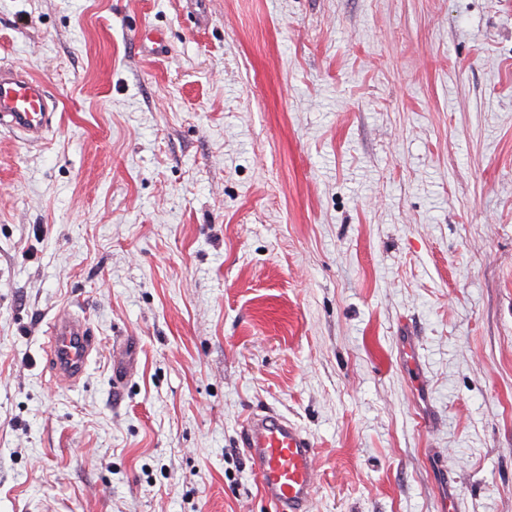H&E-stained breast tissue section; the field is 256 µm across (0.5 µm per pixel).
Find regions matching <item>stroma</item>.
I'll return each instance as SVG.
<instances>
[{"label": "stroma", "instance_id": "35a3bbf8", "mask_svg": "<svg viewBox=\"0 0 512 512\" xmlns=\"http://www.w3.org/2000/svg\"><path fill=\"white\" fill-rule=\"evenodd\" d=\"M1 66L0 512H276L268 409L310 512H512V0H0ZM56 102L48 95L45 84L23 70L0 67V125H7L27 141L46 139ZM96 348L97 337L85 319L68 310L56 314L46 351L58 382L76 384L84 375L89 356ZM134 372V360L127 355L125 342L117 343L112 352V387L121 390ZM244 431L263 496L277 512H309L317 477L309 436L275 410L251 414Z\"/></svg>", "mask_w": 512, "mask_h": 512}]
</instances>
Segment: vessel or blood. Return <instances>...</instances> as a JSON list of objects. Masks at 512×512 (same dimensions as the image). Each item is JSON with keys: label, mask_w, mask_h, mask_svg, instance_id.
Masks as SVG:
<instances>
[{"label": "vessel or blood", "mask_w": 512, "mask_h": 512, "mask_svg": "<svg viewBox=\"0 0 512 512\" xmlns=\"http://www.w3.org/2000/svg\"><path fill=\"white\" fill-rule=\"evenodd\" d=\"M55 109L56 103L42 81L23 70L0 68L1 126H9L27 141L39 142L50 130ZM96 347L97 338L85 319L59 311L46 347L55 379L76 384ZM134 372L125 344H116L112 352L113 388L122 389ZM244 431L245 450L258 472L263 496L277 512H310L317 472L309 436L273 410L250 415Z\"/></svg>", "instance_id": "obj_1"}]
</instances>
